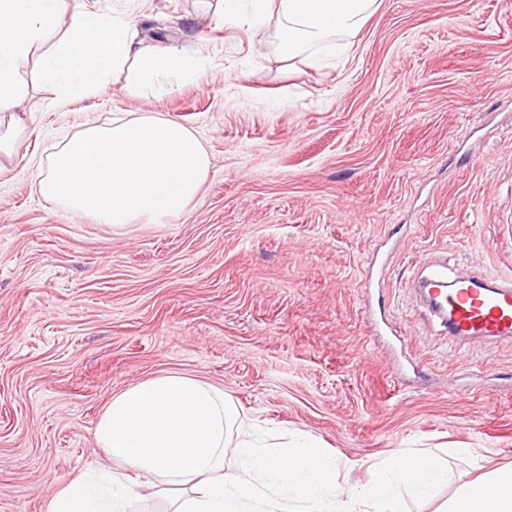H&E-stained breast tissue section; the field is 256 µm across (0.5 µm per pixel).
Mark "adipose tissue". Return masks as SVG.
Instances as JSON below:
<instances>
[{
	"instance_id": "adipose-tissue-1",
	"label": "adipose tissue",
	"mask_w": 512,
	"mask_h": 512,
	"mask_svg": "<svg viewBox=\"0 0 512 512\" xmlns=\"http://www.w3.org/2000/svg\"><path fill=\"white\" fill-rule=\"evenodd\" d=\"M223 0L229 20L259 31L277 18L282 55L328 47L360 30L378 0ZM35 59L52 86L47 106L97 96L112 75L131 71L136 89L162 92L194 83L203 60L183 49L144 45L136 23L70 0H0V157H11L25 126L16 105L30 94L21 65ZM210 168L202 140L184 124L150 114L87 124L63 142L40 171L39 192L65 210L109 226L160 224L198 194ZM95 438L120 469L82 474L59 489L47 512H127L136 493L128 472L162 486L190 485L174 512H408L406 498H437L448 466L426 452L396 455L371 468L366 490L341 489L336 462L320 446L256 444L222 389L179 374L138 383L112 397ZM233 467H226V456ZM447 512H512V467L458 487Z\"/></svg>"
}]
</instances>
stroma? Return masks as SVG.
Returning <instances> with one entry per match:
<instances>
[{"label": "stroma", "mask_w": 512, "mask_h": 512, "mask_svg": "<svg viewBox=\"0 0 512 512\" xmlns=\"http://www.w3.org/2000/svg\"><path fill=\"white\" fill-rule=\"evenodd\" d=\"M145 44L199 54L161 95L115 78L65 110L16 108L0 160V512L110 463V398L169 372L223 389L260 439L319 441L365 485L405 450L466 448L450 488L512 465V340L449 343L414 276L512 270V0H380L349 42L295 59L220 0H87ZM195 131L207 180L165 224L111 227L38 191L87 120Z\"/></svg>", "instance_id": "stroma-1"}]
</instances>
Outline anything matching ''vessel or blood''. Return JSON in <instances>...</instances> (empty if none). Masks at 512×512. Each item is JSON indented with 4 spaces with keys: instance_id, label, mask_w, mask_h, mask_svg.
I'll return each instance as SVG.
<instances>
[{
    "instance_id": "b4317fda",
    "label": "vessel or blood",
    "mask_w": 512,
    "mask_h": 512,
    "mask_svg": "<svg viewBox=\"0 0 512 512\" xmlns=\"http://www.w3.org/2000/svg\"><path fill=\"white\" fill-rule=\"evenodd\" d=\"M417 283L429 315L454 340L512 338V276L454 274L431 266Z\"/></svg>"
}]
</instances>
